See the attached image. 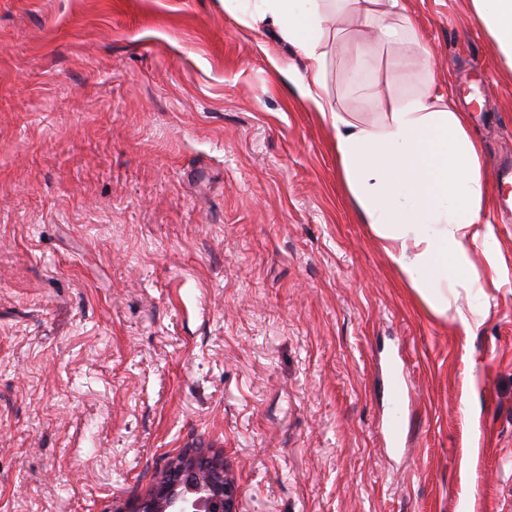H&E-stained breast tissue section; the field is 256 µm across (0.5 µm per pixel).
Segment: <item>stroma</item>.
<instances>
[{
	"instance_id": "stroma-1",
	"label": "stroma",
	"mask_w": 512,
	"mask_h": 512,
	"mask_svg": "<svg viewBox=\"0 0 512 512\" xmlns=\"http://www.w3.org/2000/svg\"><path fill=\"white\" fill-rule=\"evenodd\" d=\"M401 4L433 70L393 81L396 48L340 17L327 107L374 122L482 63L493 180L512 65L471 0ZM302 68L224 0H0V512H131L194 448L241 512H512V223L489 207L498 268L474 248L458 295L485 322L430 317Z\"/></svg>"
}]
</instances>
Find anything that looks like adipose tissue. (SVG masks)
Instances as JSON below:
<instances>
[{"label": "adipose tissue", "instance_id": "obj_1", "mask_svg": "<svg viewBox=\"0 0 512 512\" xmlns=\"http://www.w3.org/2000/svg\"><path fill=\"white\" fill-rule=\"evenodd\" d=\"M224 6L243 9L250 25L277 27L303 59L298 90L333 133L349 197L427 310L447 317L451 295L478 280L472 248L482 247L489 266L497 264L480 147L465 116L430 86L382 102L373 123L327 110L324 98L330 25L346 13L408 49L414 32L389 22L400 0H224ZM472 8L512 64V0H472Z\"/></svg>", "mask_w": 512, "mask_h": 512}]
</instances>
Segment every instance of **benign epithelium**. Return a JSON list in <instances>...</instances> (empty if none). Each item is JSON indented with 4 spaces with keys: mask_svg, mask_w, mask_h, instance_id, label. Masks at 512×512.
Listing matches in <instances>:
<instances>
[{
    "mask_svg": "<svg viewBox=\"0 0 512 512\" xmlns=\"http://www.w3.org/2000/svg\"><path fill=\"white\" fill-rule=\"evenodd\" d=\"M133 512H240L224 461L201 448L172 460Z\"/></svg>",
    "mask_w": 512,
    "mask_h": 512,
    "instance_id": "7a95c632",
    "label": "benign epithelium"
}]
</instances>
